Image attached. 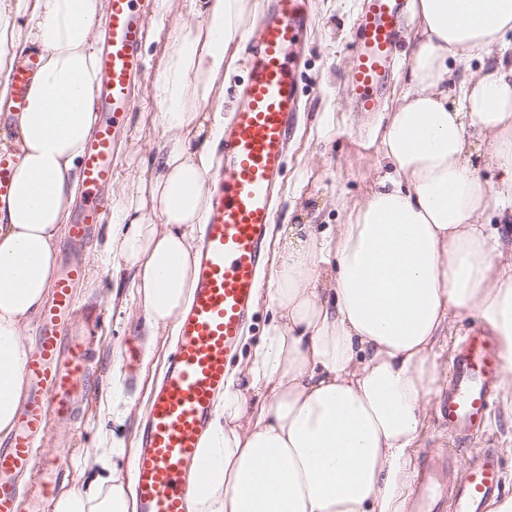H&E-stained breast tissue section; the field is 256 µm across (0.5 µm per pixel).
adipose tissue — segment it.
Listing matches in <instances>:
<instances>
[{"label":"adipose tissue","mask_w":512,"mask_h":512,"mask_svg":"<svg viewBox=\"0 0 512 512\" xmlns=\"http://www.w3.org/2000/svg\"><path fill=\"white\" fill-rule=\"evenodd\" d=\"M107 0H0V112L20 59L39 66L24 111L0 130L17 174L0 203V436L22 395V334L56 277L80 160L95 126L98 26ZM250 0H194L158 60V142L148 178L112 196L98 254L130 278L147 336L176 326L194 287L224 133V83L238 69ZM406 88L381 143L390 171L336 232L284 244L276 316L245 373H232L199 453L191 512H404L410 453L453 316L477 312L496 337L512 410V252L483 215L512 217V0H417ZM491 60L473 71V60ZM499 171L483 182L475 146ZM54 512H132L110 457Z\"/></svg>","instance_id":"ef3b65f1"}]
</instances>
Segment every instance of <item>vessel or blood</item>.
<instances>
[{
	"instance_id": "obj_1",
	"label": "vessel or blood",
	"mask_w": 512,
	"mask_h": 512,
	"mask_svg": "<svg viewBox=\"0 0 512 512\" xmlns=\"http://www.w3.org/2000/svg\"><path fill=\"white\" fill-rule=\"evenodd\" d=\"M152 2L110 0L107 39L98 56L99 120L82 157L84 204L70 226L72 249L85 245L107 209L113 130L118 117L132 111V87L146 72L141 46L150 34ZM410 2L362 0L356 15L345 82L358 110L368 115L380 112L382 92L401 61ZM312 22L311 0H264L249 32L247 77L211 178L194 288L140 425L132 463L136 512H188L191 483L205 468L199 450L263 286L274 200L300 109L299 47ZM38 65L32 54L10 73L14 111L25 110ZM85 275L82 263L65 264L40 312L35 348L24 366L25 397L11 436L0 445V512H26L30 503L51 502L59 486L63 459L38 462L37 445L51 423L70 420L76 405L89 398L92 354L85 339L69 333L85 313L75 294ZM500 374L495 340L480 327L468 328L439 400L441 426L451 439L462 442L488 430ZM501 481L493 451L464 459L455 472L443 453L430 452L419 470L413 512H489Z\"/></svg>"
}]
</instances>
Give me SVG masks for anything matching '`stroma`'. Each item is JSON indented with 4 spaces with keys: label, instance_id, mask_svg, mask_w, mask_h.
<instances>
[{
    "label": "stroma",
    "instance_id": "obj_1",
    "mask_svg": "<svg viewBox=\"0 0 512 512\" xmlns=\"http://www.w3.org/2000/svg\"><path fill=\"white\" fill-rule=\"evenodd\" d=\"M311 2L315 22L307 33L304 51L303 110L288 141L276 222L270 236V252L274 255L280 252L289 225L312 224L323 231L345 223L348 210L366 199L384 163L380 137L375 133L376 120L355 111L344 86L349 66L348 49L360 0ZM160 9L167 15L166 23L161 27L152 26L142 46L147 72L134 89L137 109L126 113L117 128L116 176L112 182L116 188L137 181L151 160L153 147L162 135L152 98L159 51L176 25L193 17L192 0H165ZM108 231V224L95 225L81 252L87 276L78 285L77 292L93 312L88 319L72 326L74 335L83 336L90 331L97 335L91 362L95 389L86 407L81 408L77 421L52 425L39 449L41 456L47 458L61 452L66 454L59 483L63 492L95 478V470L85 468L84 461L105 436L113 434L123 440L122 462L131 464L151 385L162 371L173 338L172 331L159 332L154 338L151 356H144L142 314L135 305L132 291L127 287L116 288L114 273L96 258V244L104 240ZM476 321L475 315L461 313L442 337L437 348L435 397L448 388V369L459 336ZM127 348L134 351L136 370L118 367L116 363L117 354ZM116 374L120 375L123 385L117 411L124 413L125 419L120 425L115 424L112 414L103 407ZM428 448H445L452 454L461 451L467 455L494 450L504 473L501 494L512 495V412L505 409L502 400L493 403L489 431L461 447L443 434L434 403H427L421 434L411 450L412 461H419Z\"/></svg>",
    "mask_w": 512,
    "mask_h": 512
}]
</instances>
